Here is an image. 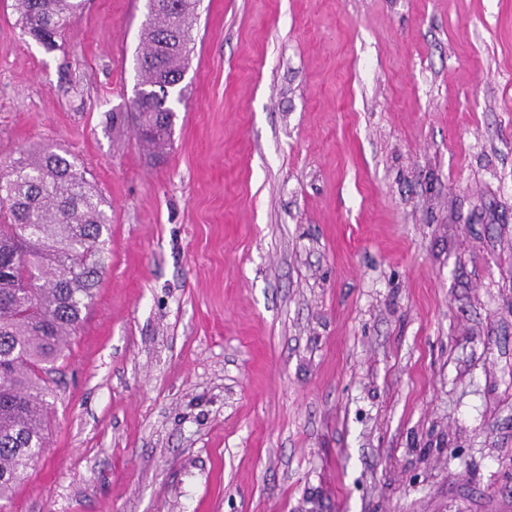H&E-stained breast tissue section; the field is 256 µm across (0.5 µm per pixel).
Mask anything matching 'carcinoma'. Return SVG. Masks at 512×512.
Here are the masks:
<instances>
[{"mask_svg": "<svg viewBox=\"0 0 512 512\" xmlns=\"http://www.w3.org/2000/svg\"><path fill=\"white\" fill-rule=\"evenodd\" d=\"M200 0H149L132 103L140 141L170 143L171 91L182 81ZM84 0H15L25 32L50 47ZM109 217L69 154L28 149L0 164V502L41 457L51 374L93 302L108 252Z\"/></svg>", "mask_w": 512, "mask_h": 512, "instance_id": "cac0c4a2", "label": "carcinoma"}]
</instances>
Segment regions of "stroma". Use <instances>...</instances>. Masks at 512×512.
<instances>
[{"label": "stroma", "mask_w": 512, "mask_h": 512, "mask_svg": "<svg viewBox=\"0 0 512 512\" xmlns=\"http://www.w3.org/2000/svg\"><path fill=\"white\" fill-rule=\"evenodd\" d=\"M147 19L0 0V160L110 216L0 512H512V0H202L158 161ZM84 0H15L25 32L51 47L83 8Z\"/></svg>", "instance_id": "obj_1"}]
</instances>
